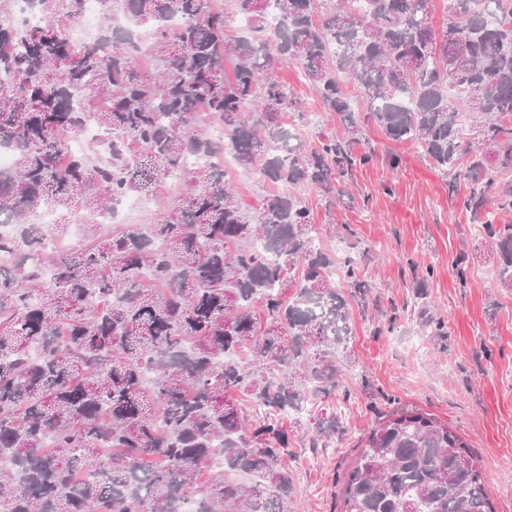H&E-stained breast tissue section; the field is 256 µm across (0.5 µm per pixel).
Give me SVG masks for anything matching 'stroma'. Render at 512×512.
<instances>
[{
	"instance_id": "35a3bbf8",
	"label": "stroma",
	"mask_w": 512,
	"mask_h": 512,
	"mask_svg": "<svg viewBox=\"0 0 512 512\" xmlns=\"http://www.w3.org/2000/svg\"><path fill=\"white\" fill-rule=\"evenodd\" d=\"M278 75L302 103L286 124L303 142L339 129L298 66H281ZM368 138L373 160L349 179L347 199L301 192L316 226L347 225L323 244L337 257H354L372 290L367 300L350 301L351 357L323 403L340 414L341 430L315 448L305 431L288 429V512H341L344 479L363 437L401 408L430 413L459 432L486 466L495 512H512V288H500L498 261L479 225L418 145L377 131ZM461 258L462 280L455 269Z\"/></svg>"
}]
</instances>
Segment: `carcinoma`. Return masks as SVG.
I'll return each mask as SVG.
<instances>
[{"instance_id": "1", "label": "carcinoma", "mask_w": 512, "mask_h": 512, "mask_svg": "<svg viewBox=\"0 0 512 512\" xmlns=\"http://www.w3.org/2000/svg\"><path fill=\"white\" fill-rule=\"evenodd\" d=\"M84 0H36L40 22L0 0V512H287L292 486L280 416L336 391L352 338L347 296L371 285L352 257L316 242L300 189L341 197L368 165V125L418 144L468 184L463 208L480 225L512 288V0H102L104 35L71 40ZM278 26L265 42L269 8ZM178 15L180 25L167 20ZM147 36L153 70L134 41ZM253 37H226L235 18ZM292 61L339 117L343 133L304 144L278 80ZM369 102L352 111L346 88ZM96 151L65 138L90 124ZM288 186L241 205L221 158ZM189 155L208 157L187 170ZM177 204L151 224L102 217L129 196ZM85 204L81 247L49 251ZM51 207L61 219L38 224ZM262 241L266 251L254 249ZM51 256L45 277L32 256ZM261 310H256V307ZM248 356L241 357L242 350ZM315 443L336 419L306 429ZM90 472L91 478L81 477ZM342 512H493L481 459L431 415H386L364 437Z\"/></svg>"}]
</instances>
